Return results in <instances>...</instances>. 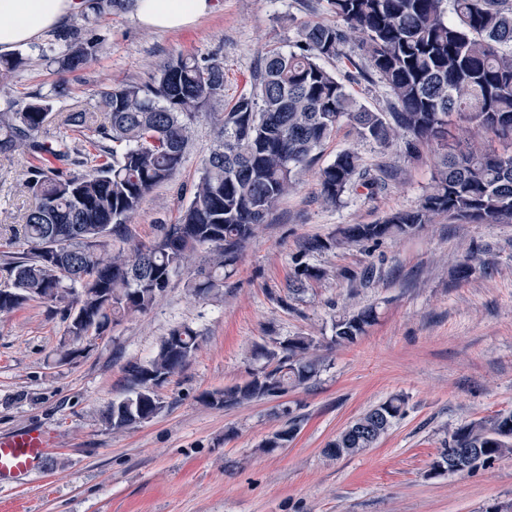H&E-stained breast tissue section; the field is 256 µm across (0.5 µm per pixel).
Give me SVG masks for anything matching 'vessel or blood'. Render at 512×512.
<instances>
[{
    "label": "vessel or blood",
    "instance_id": "1",
    "mask_svg": "<svg viewBox=\"0 0 512 512\" xmlns=\"http://www.w3.org/2000/svg\"><path fill=\"white\" fill-rule=\"evenodd\" d=\"M55 445L54 434L39 428L0 435V485L35 473L43 457Z\"/></svg>",
    "mask_w": 512,
    "mask_h": 512
}]
</instances>
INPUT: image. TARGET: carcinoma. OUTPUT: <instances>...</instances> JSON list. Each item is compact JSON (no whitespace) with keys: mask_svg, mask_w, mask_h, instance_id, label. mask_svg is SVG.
Instances as JSON below:
<instances>
[{"mask_svg":"<svg viewBox=\"0 0 512 512\" xmlns=\"http://www.w3.org/2000/svg\"><path fill=\"white\" fill-rule=\"evenodd\" d=\"M133 3L83 0L80 22L57 32L55 44L42 51L59 74L49 92L22 109L11 101L0 106V154L56 162L26 170L22 186L35 199L23 217L27 250L9 263L0 282V316L30 301L47 305L65 323L58 361L73 359L84 337L102 336L110 326L147 313L181 269L193 271L189 288L195 296H223L247 241L343 121L359 138L382 147L402 139L409 153L432 148V182L417 208L376 224H348L326 240L309 241L304 252L405 237L441 216L512 222V150L498 152L483 143L491 136L512 145V0H327L336 23L305 25L295 51L268 50L251 90L227 113L223 64L181 55L148 82L100 91L108 123H97L94 112H67L60 119L62 134L43 136L53 103L70 96L64 74L82 68L95 52L83 24ZM354 41L390 89L397 111L369 109L322 64ZM26 61L20 52L0 58V79ZM201 116L211 119L215 138L178 223L161 225L160 235L147 243L114 249L112 237L124 236L147 194L179 171L189 130ZM87 132L96 136L93 153L72 143L71 135ZM319 180L327 205L338 204L357 185L381 184L350 151L323 168ZM323 275L297 262L285 297L299 298ZM376 318L371 306L340 318L334 343L356 342ZM201 339L196 329L177 326L151 359L129 364V395L109 404L102 421L120 432L158 416L164 408L158 390L184 371ZM316 350L306 336L288 338L277 350L257 344L251 358L259 366L249 379L207 392L202 401L230 408L285 395L317 376L323 360ZM404 414L405 400L389 397L351 421L325 454L340 458L375 447ZM277 417L283 426L261 444L268 454L288 447L297 433L290 408L279 409ZM507 453L511 411L456 428L431 471H448L453 459L470 474Z\"/></svg>","mask_w":512,"mask_h":512,"instance_id":"cac0c4a2","label":"carcinoma"}]
</instances>
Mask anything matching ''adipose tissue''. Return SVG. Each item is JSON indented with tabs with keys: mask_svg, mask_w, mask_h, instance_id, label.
I'll use <instances>...</instances> for the list:
<instances>
[{
	"mask_svg": "<svg viewBox=\"0 0 512 512\" xmlns=\"http://www.w3.org/2000/svg\"><path fill=\"white\" fill-rule=\"evenodd\" d=\"M78 7L77 0H0V54L13 52L56 30ZM210 8V0L135 2L138 21L157 31L193 23Z\"/></svg>",
	"mask_w": 512,
	"mask_h": 512,
	"instance_id": "ef3b65f1",
	"label": "adipose tissue"
}]
</instances>
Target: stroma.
Returning <instances> with one entry per match:
<instances>
[{"label": "stroma", "mask_w": 512, "mask_h": 512, "mask_svg": "<svg viewBox=\"0 0 512 512\" xmlns=\"http://www.w3.org/2000/svg\"><path fill=\"white\" fill-rule=\"evenodd\" d=\"M211 4L180 30L144 27L131 10L86 23L96 51L68 73L71 95L55 104L47 134L55 135L61 113L97 111L104 88L146 82L187 53L223 62L224 104L232 106L268 49L292 50L304 25L335 21L326 0ZM51 40L24 47L27 63L0 80V103L21 108L47 92L55 75L42 50ZM367 65L353 44L325 63L368 108L391 111L389 89ZM212 139L209 119H196L180 171L149 193L114 246L153 240L159 225L176 222ZM347 150L365 168H385L386 186L359 187L325 205L318 173ZM30 164L0 156V268L25 249L22 216L33 199L22 181ZM433 164L430 149L413 159L404 144L383 149L340 124L246 245L223 301L194 298L189 271H179L150 311L112 326L67 363L52 356L65 325L44 304L0 317V434L43 428L57 441L34 474L0 486V512H512V455L471 474L431 471L457 427L512 410V223L443 219L398 239L301 252L346 225L417 207ZM300 254L324 276L286 304L284 284ZM465 256L474 270L461 280L455 268ZM367 306L377 322L356 343L333 345L336 320ZM180 324L203 341L161 389L164 411L122 432L108 429L101 415L125 395L127 363L150 359ZM293 336L313 338L325 358L314 380L231 408L202 402V394L248 379L254 345L274 349ZM393 395L405 398L406 413L376 447L324 455L348 423ZM284 405L299 420L297 435L288 448L261 452V441L282 426L275 413Z\"/></svg>", "instance_id": "1"}]
</instances>
